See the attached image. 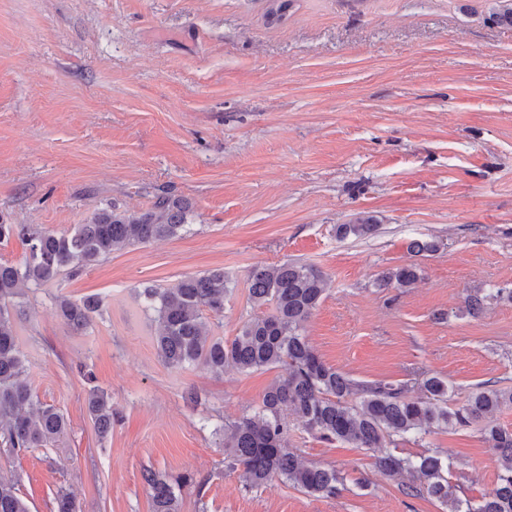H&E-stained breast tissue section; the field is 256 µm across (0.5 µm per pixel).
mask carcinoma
<instances>
[{
	"instance_id": "obj_1",
	"label": "carcinoma",
	"mask_w": 512,
	"mask_h": 512,
	"mask_svg": "<svg viewBox=\"0 0 512 512\" xmlns=\"http://www.w3.org/2000/svg\"><path fill=\"white\" fill-rule=\"evenodd\" d=\"M485 2L491 21L512 28V0ZM291 5L292 0H267L265 16L271 22L280 21ZM189 212L185 199L161 195L141 213L103 209L92 223L79 224L71 233L0 222V244L17 236L28 249L19 266L0 262V447L11 456L60 442L68 423L20 380L25 360L7 302L24 288L50 282L65 268L74 278L116 250L175 237L186 230ZM378 228L376 219L367 215L339 225L336 232L342 238H366ZM418 278V265L403 264L383 272L379 286L406 288ZM227 291L224 272L213 271L186 276L170 288H146L144 296L161 327L155 344L166 365H198L217 376L228 366L241 372L286 368V377L266 388L254 413L216 430L245 487L279 477L320 497H333L344 489L343 477L335 468L305 465L297 449L288 446V417L292 416L323 441L378 449L375 466L380 473L409 477L408 495L436 500L446 512H512V429L493 419L494 414L512 409L511 388L480 384L462 405L452 408L448 384L437 376L424 374L400 384L361 381L328 365L304 334L305 323L325 291L323 273L312 265L288 261L251 269L249 297L254 306L267 311L244 322L231 340L210 338L203 311L224 313ZM487 301L512 302V289L473 290L465 299L467 314L478 315ZM100 306L95 297L57 299L60 317L77 333L87 328ZM412 383L421 391L417 397L408 395ZM88 411L99 435L112 432V403L97 388L89 392ZM473 424L480 426L484 439L497 451L499 468L494 488L476 500L458 497L459 485L449 480V463L439 451L397 452L400 441L420 446L436 431L456 432ZM143 480L151 512H180L182 491L191 479L149 469ZM0 512H32L18 481L0 477ZM54 512H80V507L73 495L61 490L54 498Z\"/></svg>"
}]
</instances>
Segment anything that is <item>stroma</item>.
<instances>
[{"label":"stroma","mask_w":512,"mask_h":512,"mask_svg":"<svg viewBox=\"0 0 512 512\" xmlns=\"http://www.w3.org/2000/svg\"><path fill=\"white\" fill-rule=\"evenodd\" d=\"M265 0H0V218L64 233L98 210L138 213L186 199V232L61 274L9 309L33 394L68 420L62 443L17 458L32 512L58 491L82 512H149L144 470L192 476L182 512H442L380 475L371 450L294 427L304 461L335 467L333 498L274 478L248 489L226 468L216 428L257 407L284 368L217 377L158 357L144 288L223 271L233 339L257 315L247 275L300 261L327 278L305 325L330 366L400 383L425 371L451 404L481 383L512 387V303L464 312L470 290L512 288V29L484 0H294L278 23ZM374 216L378 232L342 238ZM416 238L436 252L410 257ZM417 262L408 288L379 275ZM98 296L83 332L55 299ZM119 415L99 436L91 388ZM197 403L185 400L186 392ZM467 497L497 481L478 427L437 432ZM379 224L376 219L371 216H362L352 224H341L337 227L336 232L342 238L355 237L366 238L377 233Z\"/></svg>","instance_id":"stroma-1"}]
</instances>
